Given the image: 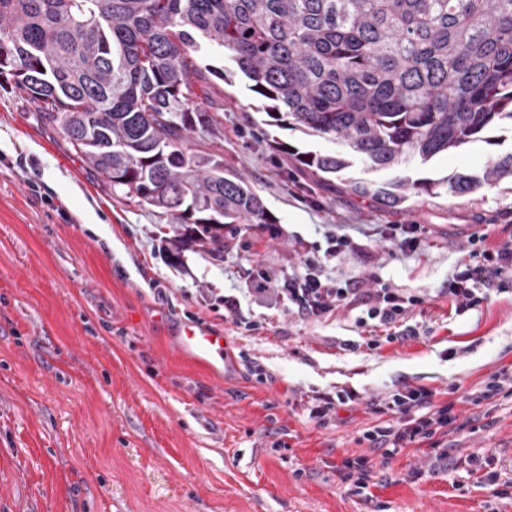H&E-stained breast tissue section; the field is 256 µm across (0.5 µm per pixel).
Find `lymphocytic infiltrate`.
Returning a JSON list of instances; mask_svg holds the SVG:
<instances>
[{
	"label": "lymphocytic infiltrate",
	"instance_id": "1",
	"mask_svg": "<svg viewBox=\"0 0 512 512\" xmlns=\"http://www.w3.org/2000/svg\"><path fill=\"white\" fill-rule=\"evenodd\" d=\"M484 240V234L472 233L469 247L457 261L443 291L455 312L475 309L491 292L501 291L504 283L512 282V240L491 249L485 247ZM325 242L323 259L305 258L301 272L289 275L287 284H279L267 272H260L252 295L274 303L288 300L300 316L315 321L329 318L339 310L353 311L354 324L369 347L417 336V328L410 324L409 317L426 302V295L379 281L370 288H352L330 278L323 270V260L344 257L355 251L357 244L342 232L326 234ZM348 403L365 404L369 413L380 419L379 424L361 436L368 444V454L344 459L342 463L343 469L358 472L359 487H366L372 478L368 458L372 452L382 453L388 459L402 448L417 444L429 448L433 466L447 467L448 437L462 429L453 402H435L431 390L408 384L386 398L365 399L354 390L342 389L333 395L323 393L314 397L309 417L326 423L340 406Z\"/></svg>",
	"mask_w": 512,
	"mask_h": 512
}]
</instances>
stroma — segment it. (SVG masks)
Segmentation results:
<instances>
[{
	"label": "stroma",
	"instance_id": "obj_1",
	"mask_svg": "<svg viewBox=\"0 0 512 512\" xmlns=\"http://www.w3.org/2000/svg\"><path fill=\"white\" fill-rule=\"evenodd\" d=\"M211 96L224 103V137L194 139V148L243 175L281 233L244 231L223 260L189 252L173 265L154 208L117 201L33 102L0 87V512H512V498L498 496L512 484V396L469 400L512 367V290L461 315L439 293L471 233L485 232L490 248L512 239V180L384 210L349 183L388 173L357 162L320 187L272 152L271 136L301 150L332 144L264 125L243 77L213 79ZM511 151L512 130L495 128L404 169L438 179ZM383 224L426 225L428 244L390 250L376 237ZM336 229L362 250L325 262L326 274L428 293L412 318L418 336L350 351L349 312L317 322L251 296L253 270L287 279L301 271L306 244ZM228 295L254 330L225 311ZM186 323L224 333L225 371L179 349ZM405 382L473 420L455 437L458 465L430 469L412 445L387 461L370 454L374 482L354 493L336 468L367 452L358 439L376 417L353 404L319 425L308 405L341 389L382 397Z\"/></svg>",
	"mask_w": 512,
	"mask_h": 512
}]
</instances>
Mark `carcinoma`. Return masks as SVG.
<instances>
[{"label": "carcinoma", "instance_id": "obj_1", "mask_svg": "<svg viewBox=\"0 0 512 512\" xmlns=\"http://www.w3.org/2000/svg\"><path fill=\"white\" fill-rule=\"evenodd\" d=\"M229 56L266 101L267 120L337 143L300 151L316 182L359 159L373 170L425 164L512 127V0H0V81H13L115 197L171 217L168 250L224 258L240 225L277 218L224 158L192 139L224 128L200 103ZM512 178V152L477 173L356 181L390 209L444 190L464 196Z\"/></svg>", "mask_w": 512, "mask_h": 512}]
</instances>
